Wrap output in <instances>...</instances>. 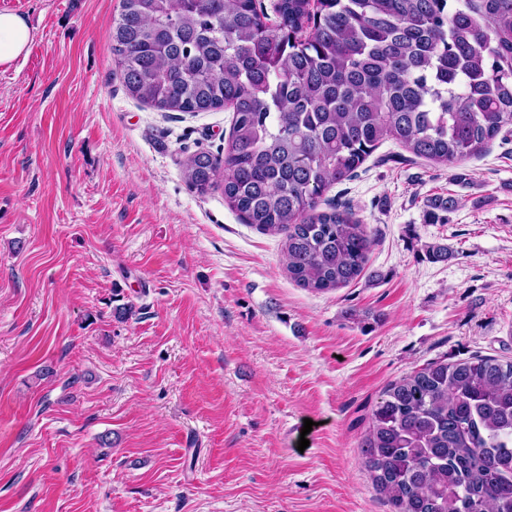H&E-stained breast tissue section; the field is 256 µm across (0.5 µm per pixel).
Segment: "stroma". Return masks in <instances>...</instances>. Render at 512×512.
Instances as JSON below:
<instances>
[{
  "instance_id": "obj_1",
  "label": "stroma",
  "mask_w": 512,
  "mask_h": 512,
  "mask_svg": "<svg viewBox=\"0 0 512 512\" xmlns=\"http://www.w3.org/2000/svg\"><path fill=\"white\" fill-rule=\"evenodd\" d=\"M0 9L34 36L0 67V512H391L360 448L387 385L512 359V128L462 184L383 141L326 194L371 233L367 271L317 293L282 236L187 186L232 112L127 95L120 0ZM438 196L459 205L435 223Z\"/></svg>"
}]
</instances>
